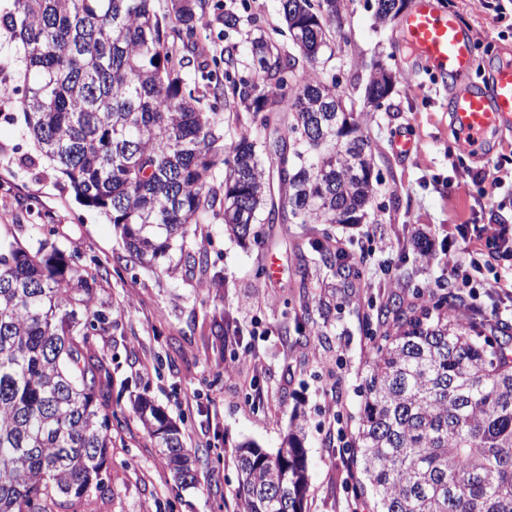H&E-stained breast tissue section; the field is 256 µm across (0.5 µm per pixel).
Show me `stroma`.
<instances>
[{"label": "stroma", "instance_id": "stroma-1", "mask_svg": "<svg viewBox=\"0 0 512 512\" xmlns=\"http://www.w3.org/2000/svg\"><path fill=\"white\" fill-rule=\"evenodd\" d=\"M434 0L471 35L474 69L463 82L431 70L409 42L402 18L379 24L376 0H346L343 24L318 68L300 63L296 73L319 71L337 80L356 111L365 109V85L374 61L407 74L381 106L368 111L377 193L358 224L332 225V244L363 261L359 299L337 303L327 319L329 340L298 342L292 328L300 314V261L295 245L301 224L262 225V241L241 246L223 225L208 227L206 272L167 273L165 265L131 261L113 224L75 201L47 164H30L33 149L21 122L0 121V237L30 243L20 200L38 195L52 230L49 243L82 259H97L113 306L111 327L101 344L112 357L111 410L124 417L105 475L110 487L101 512H235V450L245 441L276 453L291 414L306 424L309 491L307 512H345L358 502L374 512L375 499L359 488L361 474L349 445L368 372L372 346L366 318L398 286L412 283L436 294H461L472 315L487 318L498 298L489 288L512 272V252L486 250L483 241L449 242L455 224H502L512 229V195L492 183L472 182L484 170L512 175V123L471 153L456 138L450 109L457 85L483 83L488 72L512 60V0ZM241 18L238 30L213 22L216 4ZM200 40L209 59L234 57L235 73L255 79L251 42L261 36L281 52L293 45L280 0H206ZM411 141L410 153L396 149ZM423 228L437 254L448 249L479 252V293L466 294L450 267L422 264L406 251L407 225ZM263 277H256L257 267ZM230 312L240 333L223 354L211 348L212 317ZM160 406L181 429L198 456L200 481L178 488L159 451L133 410L137 395Z\"/></svg>", "mask_w": 512, "mask_h": 512}]
</instances>
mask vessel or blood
<instances>
[{"label":"vessel or blood","mask_w":512,"mask_h":512,"mask_svg":"<svg viewBox=\"0 0 512 512\" xmlns=\"http://www.w3.org/2000/svg\"><path fill=\"white\" fill-rule=\"evenodd\" d=\"M420 57L450 75L469 73L474 56L469 33L452 15L438 14L432 0H417L404 19ZM458 129L484 140L512 120V64L496 67L486 85L458 94L451 103Z\"/></svg>","instance_id":"1"}]
</instances>
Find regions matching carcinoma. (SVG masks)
<instances>
[{"instance_id": "carcinoma-1", "label": "carcinoma", "mask_w": 512, "mask_h": 512, "mask_svg": "<svg viewBox=\"0 0 512 512\" xmlns=\"http://www.w3.org/2000/svg\"><path fill=\"white\" fill-rule=\"evenodd\" d=\"M0 15V117L19 107L23 136L68 181L76 199L109 216L127 251L145 266L179 257L166 272L208 268L207 252L187 245L219 223L238 242L258 241L270 224H346L362 217L377 191L365 112L336 111V83L314 73L297 81L296 57L317 69L343 0H281L297 56L252 41L263 90L208 69L199 46L202 0H9ZM212 97L200 107L196 78ZM403 74L376 63L365 87L377 107ZM251 123L225 144L223 81ZM284 196L268 204L271 180ZM33 250L0 241V512H98L108 486L113 430L112 370L98 333L100 263L43 239L38 196L22 203ZM302 244L343 294L360 288L361 264L329 245ZM406 245L440 263L429 238L411 228ZM453 294L376 310L377 326L352 448L377 512H512V345L481 319L455 315ZM297 333L326 326L302 304ZM214 335L236 336L224 313ZM137 419L173 480L199 483L196 452L145 395ZM304 423L293 419L271 455L238 449L242 512H305Z\"/></svg>"}]
</instances>
